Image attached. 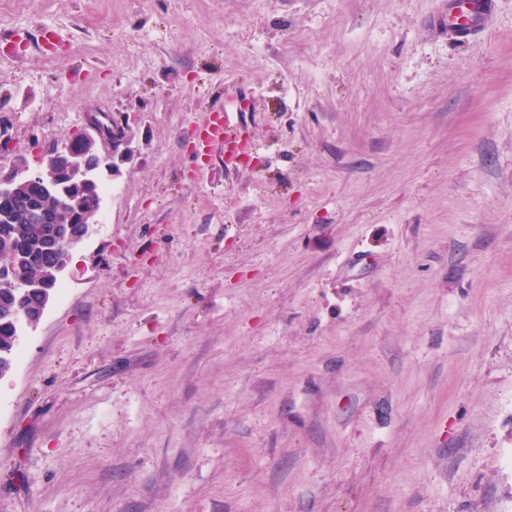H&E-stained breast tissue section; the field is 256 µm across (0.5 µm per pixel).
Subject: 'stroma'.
<instances>
[{
  "label": "stroma",
  "mask_w": 512,
  "mask_h": 512,
  "mask_svg": "<svg viewBox=\"0 0 512 512\" xmlns=\"http://www.w3.org/2000/svg\"><path fill=\"white\" fill-rule=\"evenodd\" d=\"M13 10L58 39L0 58V171L95 112L131 152L0 379V512H512V0ZM497 0H448V36L466 41L488 30ZM234 99L224 96V104L213 113V117L191 128V135L198 148L207 156L215 152L223 153L226 169L235 168L241 159L259 145L244 135L242 111L233 104ZM216 113L218 116L214 119Z\"/></svg>",
  "instance_id": "35a3bbf8"
}]
</instances>
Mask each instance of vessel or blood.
Here are the masks:
<instances>
[{
  "label": "vessel or blood",
  "mask_w": 512,
  "mask_h": 512,
  "mask_svg": "<svg viewBox=\"0 0 512 512\" xmlns=\"http://www.w3.org/2000/svg\"><path fill=\"white\" fill-rule=\"evenodd\" d=\"M497 0H448V34L466 41L488 30ZM191 134L205 155L222 152L225 168L236 167L256 143L245 136L242 112L225 100L217 117L194 124Z\"/></svg>",
  "instance_id": "obj_1"
}]
</instances>
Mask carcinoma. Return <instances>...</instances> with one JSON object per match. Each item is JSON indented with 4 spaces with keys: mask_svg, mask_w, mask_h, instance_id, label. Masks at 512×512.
I'll use <instances>...</instances> for the list:
<instances>
[{
    "mask_svg": "<svg viewBox=\"0 0 512 512\" xmlns=\"http://www.w3.org/2000/svg\"><path fill=\"white\" fill-rule=\"evenodd\" d=\"M72 158L57 161V182L48 190L38 182H29L15 193L0 194V212H16L13 223L0 222V260L11 264L15 282L29 288L20 297L0 290V372L6 374L14 365L15 348L21 323L12 316L20 305L38 306L42 296L53 293L60 277L57 268L67 261L62 252L55 259L47 257L50 241L68 230H79L93 216L101 187L97 179H83L70 171ZM72 208L58 223L60 201Z\"/></svg>",
    "mask_w": 512,
    "mask_h": 512,
    "instance_id": "1",
    "label": "carcinoma"
}]
</instances>
